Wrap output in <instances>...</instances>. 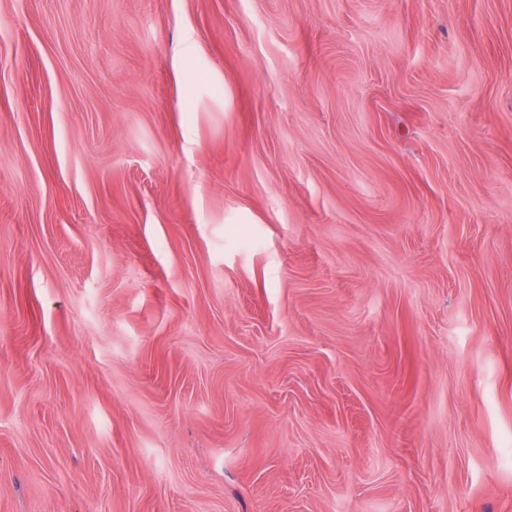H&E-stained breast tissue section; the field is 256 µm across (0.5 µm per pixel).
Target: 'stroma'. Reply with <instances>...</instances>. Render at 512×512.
<instances>
[{"mask_svg": "<svg viewBox=\"0 0 512 512\" xmlns=\"http://www.w3.org/2000/svg\"><path fill=\"white\" fill-rule=\"evenodd\" d=\"M0 512H512V0H0Z\"/></svg>", "mask_w": 512, "mask_h": 512, "instance_id": "35a3bbf8", "label": "stroma"}]
</instances>
